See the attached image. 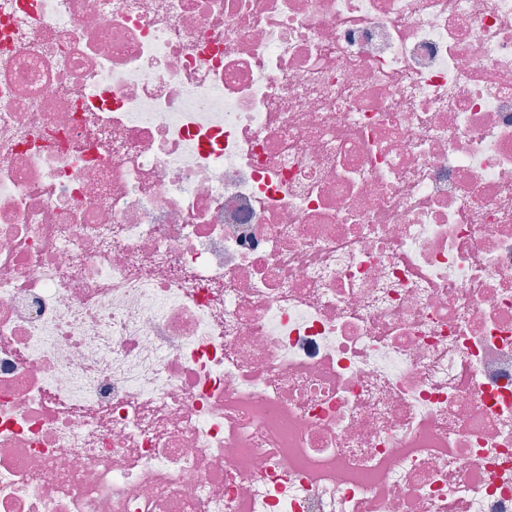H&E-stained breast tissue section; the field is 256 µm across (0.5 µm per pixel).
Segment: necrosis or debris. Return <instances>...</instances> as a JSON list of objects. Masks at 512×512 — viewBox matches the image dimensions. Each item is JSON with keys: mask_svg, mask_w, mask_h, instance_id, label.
Returning <instances> with one entry per match:
<instances>
[{"mask_svg": "<svg viewBox=\"0 0 512 512\" xmlns=\"http://www.w3.org/2000/svg\"><path fill=\"white\" fill-rule=\"evenodd\" d=\"M0 512H512V0H0Z\"/></svg>", "mask_w": 512, "mask_h": 512, "instance_id": "obj_1", "label": "necrosis or debris"}]
</instances>
